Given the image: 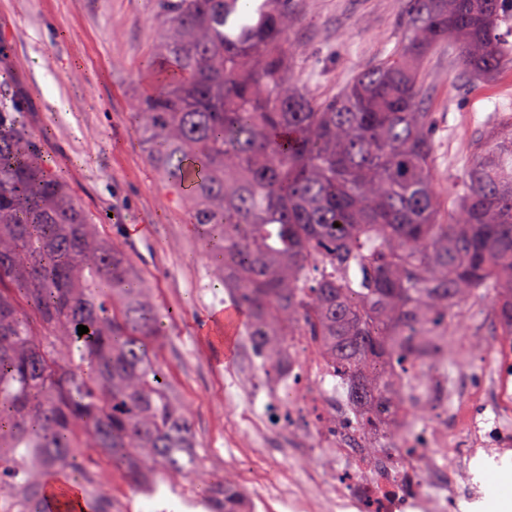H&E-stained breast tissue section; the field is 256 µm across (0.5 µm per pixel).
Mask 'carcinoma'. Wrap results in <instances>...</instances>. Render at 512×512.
I'll use <instances>...</instances> for the list:
<instances>
[{
  "instance_id": "cac0c4a2",
  "label": "carcinoma",
  "mask_w": 512,
  "mask_h": 512,
  "mask_svg": "<svg viewBox=\"0 0 512 512\" xmlns=\"http://www.w3.org/2000/svg\"><path fill=\"white\" fill-rule=\"evenodd\" d=\"M256 13L155 0L160 72L136 118L212 275L247 311L264 373L288 377L303 336L358 424L385 431L413 396L402 378L464 304L492 295L496 335L512 336V116L476 139L450 209L423 107V61L443 43L477 79L512 65V0H405L392 54L323 100L293 76L296 0ZM161 328L127 254L0 108V512H43L57 471L112 512L103 460L151 492L199 473L187 403L157 360ZM199 490L207 512H252L228 477Z\"/></svg>"
}]
</instances>
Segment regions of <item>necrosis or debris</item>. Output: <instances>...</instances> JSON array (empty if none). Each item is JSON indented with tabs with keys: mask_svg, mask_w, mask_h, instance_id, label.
Returning a JSON list of instances; mask_svg holds the SVG:
<instances>
[{
	"mask_svg": "<svg viewBox=\"0 0 512 512\" xmlns=\"http://www.w3.org/2000/svg\"><path fill=\"white\" fill-rule=\"evenodd\" d=\"M293 357L303 383L300 404L332 416L335 424L297 431L284 426L274 434L261 419H253V442L265 445L275 436L283 442L294 439L297 446V464L265 486L266 512H457L460 501L474 503L483 497L482 482L457 488L458 472L512 456V368L502 367L498 373L499 408L488 419L468 412V399L456 379L418 366L413 376L426 391L408 404L404 415L427 423V441L400 454L372 447L367 434L356 428L344 395L325 393L317 385L315 378L326 374L327 364L312 345L299 343ZM454 427L462 446L452 452L448 433ZM491 430L499 447L486 445Z\"/></svg>",
	"mask_w": 512,
	"mask_h": 512,
	"instance_id": "1",
	"label": "necrosis or debris"
}]
</instances>
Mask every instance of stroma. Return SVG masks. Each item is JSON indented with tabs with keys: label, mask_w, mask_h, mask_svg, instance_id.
Segmentation results:
<instances>
[{
	"label": "stroma",
	"mask_w": 512,
	"mask_h": 512,
	"mask_svg": "<svg viewBox=\"0 0 512 512\" xmlns=\"http://www.w3.org/2000/svg\"><path fill=\"white\" fill-rule=\"evenodd\" d=\"M290 38L295 74L312 97L336 95L357 71L389 56L399 41L404 0H305ZM154 0H0V99L21 105V124L40 139L45 160L62 176L102 236L120 245L150 286L164 317L158 356L182 393L202 443V467L224 474L235 441L243 439V407L225 406L234 373L259 372L246 336L233 359L215 368L212 346L191 334L204 308L227 304L209 271L203 240L185 210L167 203L168 190L137 132L135 100L151 76ZM424 107L435 119V177L445 191L460 178L470 141L498 112L512 113V67L476 81L455 49L437 48L424 64ZM488 301L468 303L453 322L449 346L470 348V361L491 371L494 338ZM113 512H206L184 506L169 486L149 496L133 490L111 464Z\"/></svg>",
	"instance_id": "stroma-1"
}]
</instances>
